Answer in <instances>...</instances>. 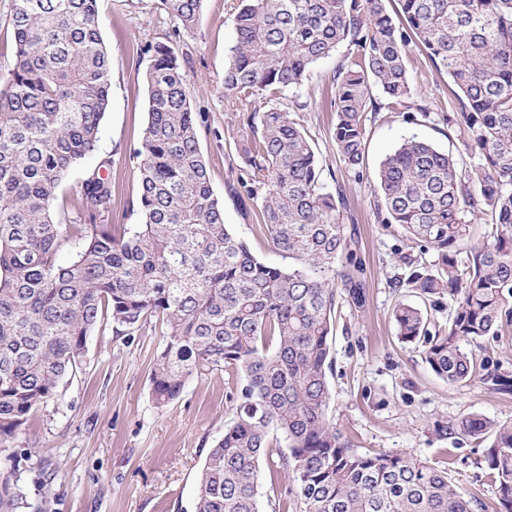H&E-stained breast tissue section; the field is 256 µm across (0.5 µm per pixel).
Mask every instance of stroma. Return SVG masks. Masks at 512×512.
I'll list each match as a JSON object with an SVG mask.
<instances>
[{"mask_svg":"<svg viewBox=\"0 0 512 512\" xmlns=\"http://www.w3.org/2000/svg\"><path fill=\"white\" fill-rule=\"evenodd\" d=\"M237 4L204 0L200 21L190 31L178 28L161 0H99L101 35L112 59L109 106L96 156L69 173L57 192L54 213L75 217L81 182L98 157L109 156L114 160V192L108 221L139 223L135 151L147 123L144 74L151 58L146 47L163 41L188 76L193 110L207 118L200 147L214 193L224 202L225 223L248 241L259 259L279 262L258 208L241 209L228 189L232 168L244 165L241 150L249 133L224 93ZM347 53L343 45L319 61L282 101L309 132L324 180L342 185L366 268L364 305L341 301L329 339L333 363L327 373L332 392L328 417L355 451L410 450L421 460L448 467L455 482L478 494L485 512H505L485 476L483 446L454 435L441 437L436 427L470 414L512 419V391L496 390L479 378L448 383L423 362L417 347L398 339L392 317L397 303L426 309L441 326L448 322V310L401 286L410 272L404 261L410 243L398 226L377 221L376 173L403 140L425 139L466 164H478L445 120L457 108L455 87L419 47H410L405 59L410 82L429 107V116L413 123L388 107L368 115L366 174L358 180L345 173L329 137L336 121L330 78ZM163 344L155 321L129 336L116 334L108 319L95 327L55 397L34 411L25 430L0 446V480L14 485L17 512H195L204 459L233 416V383L217 371L195 374L179 399L157 407L149 373ZM290 486L287 473L262 469L260 512H296Z\"/></svg>","mask_w":512,"mask_h":512,"instance_id":"stroma-1","label":"stroma"}]
</instances>
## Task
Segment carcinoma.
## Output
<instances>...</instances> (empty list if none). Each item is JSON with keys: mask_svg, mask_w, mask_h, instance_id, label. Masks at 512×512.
<instances>
[{"mask_svg": "<svg viewBox=\"0 0 512 512\" xmlns=\"http://www.w3.org/2000/svg\"><path fill=\"white\" fill-rule=\"evenodd\" d=\"M239 0L224 91L250 130L238 183L261 212L273 248L288 260L257 258L224 223L199 145L205 115L191 105L183 66L165 42L148 45V121L137 149L141 223L118 235L112 158L81 183L79 221L64 224L52 203L72 168L92 154L109 104L111 61L97 0H11L14 63L0 90V445L52 399L104 319L132 332L155 317L166 336L150 374L157 405L178 399L188 377L224 371L236 381L232 419L209 449L195 512H259L261 466L291 474L300 512H474L482 505L448 469L407 450L360 454L329 421V338L341 283L365 302L354 219L341 186L330 189L303 125L280 107L312 67L346 43L336 67L330 138L345 169L364 177L366 112L377 90L395 108L414 96L405 65L411 45L458 88L469 166L410 138L381 162L378 222L397 224L430 269L405 282L433 305L448 299V324L401 303L399 339L422 348L440 378L481 377L501 391L512 381L490 370L486 341L512 325V0ZM185 30L203 0H163ZM492 225L470 244L465 215ZM80 244L65 265L58 251ZM288 453L274 452L271 433ZM441 436L485 445L487 478L512 512V420L471 414L441 424ZM17 495L0 482V512Z\"/></svg>", "mask_w": 512, "mask_h": 512, "instance_id": "carcinoma-1", "label": "carcinoma"}]
</instances>
